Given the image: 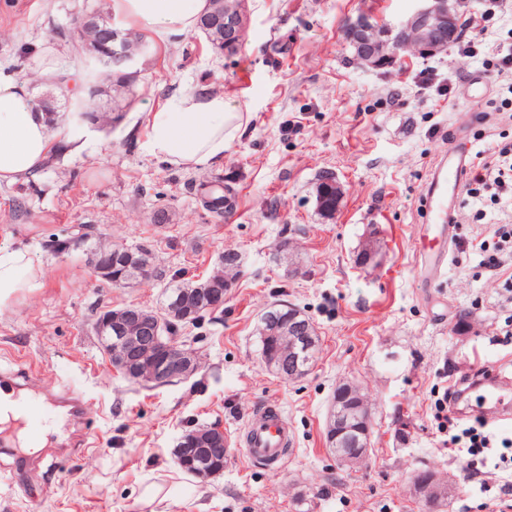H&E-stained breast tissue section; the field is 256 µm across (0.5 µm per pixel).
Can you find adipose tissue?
<instances>
[{
	"label": "adipose tissue",
	"instance_id": "obj_1",
	"mask_svg": "<svg viewBox=\"0 0 512 512\" xmlns=\"http://www.w3.org/2000/svg\"><path fill=\"white\" fill-rule=\"evenodd\" d=\"M112 8L150 31L160 42L197 29L207 0H112ZM241 115L220 93L185 92L148 115L146 151L169 163L195 168L221 160L224 143ZM72 120L62 112L35 109L27 81L0 77V184L40 171L52 153L55 133ZM44 271L22 248L0 247V304L43 285Z\"/></svg>",
	"mask_w": 512,
	"mask_h": 512
}]
</instances>
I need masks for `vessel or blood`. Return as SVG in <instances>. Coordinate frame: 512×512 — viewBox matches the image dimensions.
I'll use <instances>...</instances> for the list:
<instances>
[{
	"label": "vessel or blood",
	"mask_w": 512,
	"mask_h": 512,
	"mask_svg": "<svg viewBox=\"0 0 512 512\" xmlns=\"http://www.w3.org/2000/svg\"><path fill=\"white\" fill-rule=\"evenodd\" d=\"M470 165L471 158L466 149L449 146L423 193L424 218L419 253L424 258L422 279L426 286L435 285L445 265L444 237L452 221L448 202L458 196ZM504 390L498 377L487 379L480 407V414L486 421L506 419ZM60 407L66 410L73 446L86 444L81 422L89 407L81 393L26 373L0 370V414L17 417L20 428L33 446H44L45 423ZM245 444L244 455L249 462L265 467L279 466L288 446V421L279 406L268 404L252 415L246 425Z\"/></svg>",
	"instance_id": "vessel-or-blood-1"
}]
</instances>
